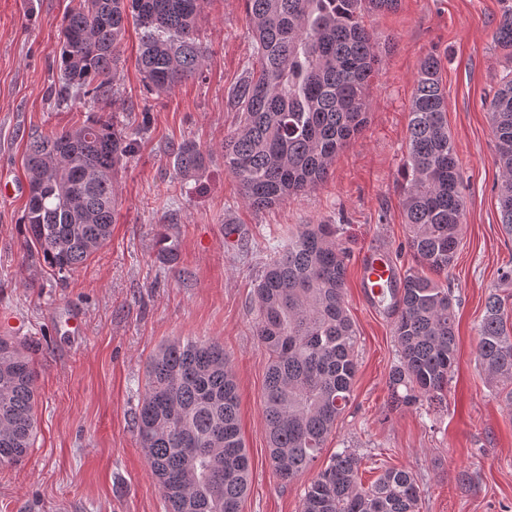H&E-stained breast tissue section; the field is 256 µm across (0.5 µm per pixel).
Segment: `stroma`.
Here are the masks:
<instances>
[{
    "label": "stroma",
    "mask_w": 512,
    "mask_h": 512,
    "mask_svg": "<svg viewBox=\"0 0 512 512\" xmlns=\"http://www.w3.org/2000/svg\"><path fill=\"white\" fill-rule=\"evenodd\" d=\"M69 0H0V318L16 326L36 371L37 436L23 461L0 464V512H165L133 426L145 370L174 339L223 343L238 384L239 425L251 461L241 512H299L315 477L281 478L269 460L263 393L268 353L254 334V288L274 252L303 224H335L347 254L345 300L358 330L351 401L319 458L345 447L363 457L370 485L381 468L415 474L420 512H512V408L477 361L485 302L512 265L493 190L500 178L487 104L512 59L494 33L502 0H400L369 14L380 43L369 118L339 151L327 179L269 208L246 205L224 168V141L239 115L228 94L256 65L243 0H205L196 35L206 51L199 76L169 92L148 91L137 62L139 32L128 27L114 81V109L137 130L134 153L115 176L109 242L86 266L58 280L23 248L19 220L28 195L29 135L89 119L82 101L56 105L58 25ZM441 60L448 129L462 169L463 240L453 287L459 364L448 405L420 414L393 407L388 374L399 360L393 318L370 300L360 256L388 254L413 266L403 224L401 167L419 63ZM193 142L204 156L188 177L173 152ZM176 247L157 257L160 234Z\"/></svg>",
    "instance_id": "1"
}]
</instances>
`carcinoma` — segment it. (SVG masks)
<instances>
[{
  "mask_svg": "<svg viewBox=\"0 0 512 512\" xmlns=\"http://www.w3.org/2000/svg\"><path fill=\"white\" fill-rule=\"evenodd\" d=\"M204 0H72L60 23L59 103L81 97L99 112L79 126L36 132L27 146L24 246L60 278L110 240L112 173L135 147L134 133L104 111L126 25L140 30L138 66L147 86L167 92L198 75L204 50L195 28ZM258 65L229 102L239 127L224 140V167L246 204L263 209L322 183L336 152L367 125L377 43L364 15L399 0H245ZM512 55V0L495 31ZM441 62L419 66L401 171L409 246L417 265L393 289L399 362L388 375L392 403L429 412L448 398L457 365L456 314L448 270L461 242L462 175L446 119ZM501 178L497 202L512 236V71L487 105ZM177 173L203 164L193 144L174 154ZM334 224H304L260 275L254 328L269 354L263 396L270 461L288 481L321 455L351 400L357 330L345 304V256ZM477 360L512 405V293L491 294L478 323ZM36 376L24 348L0 337V463L21 461L37 435ZM237 383L216 341L174 340L147 369L134 426L166 512H240L250 461L238 424ZM362 458L333 454L308 486L301 512H419L420 488L385 469L369 486Z\"/></svg>",
  "mask_w": 512,
  "mask_h": 512,
  "instance_id": "1",
  "label": "carcinoma"
}]
</instances>
